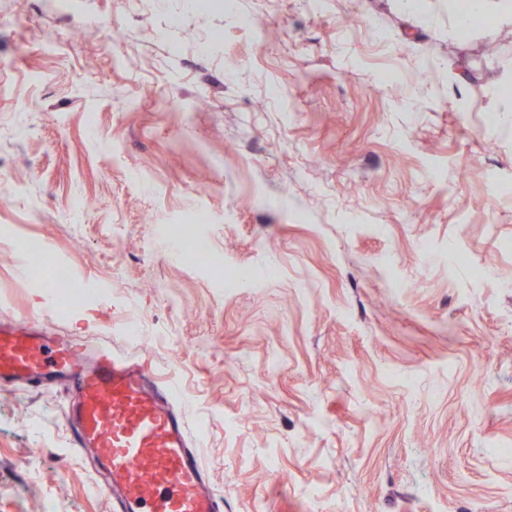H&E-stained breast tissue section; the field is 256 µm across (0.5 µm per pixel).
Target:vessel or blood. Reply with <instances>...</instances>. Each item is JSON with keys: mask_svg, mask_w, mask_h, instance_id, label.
I'll list each match as a JSON object with an SVG mask.
<instances>
[{"mask_svg": "<svg viewBox=\"0 0 512 512\" xmlns=\"http://www.w3.org/2000/svg\"><path fill=\"white\" fill-rule=\"evenodd\" d=\"M67 383L77 431L73 446L92 453L120 512H222L174 385L147 365L48 327L0 321V388Z\"/></svg>", "mask_w": 512, "mask_h": 512, "instance_id": "1", "label": "vessel or blood"}]
</instances>
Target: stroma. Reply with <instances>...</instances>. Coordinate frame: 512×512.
<instances>
[{
  "instance_id": "35a3bbf8",
  "label": "stroma",
  "mask_w": 512,
  "mask_h": 512,
  "mask_svg": "<svg viewBox=\"0 0 512 512\" xmlns=\"http://www.w3.org/2000/svg\"><path fill=\"white\" fill-rule=\"evenodd\" d=\"M236 9L0 0V317L175 376L223 512H512V20ZM199 211L224 272L277 275L228 294L156 238ZM29 242L85 311L30 287ZM70 404L0 391V512H115ZM42 263L50 267L58 313L67 315L82 309L87 302V292L78 284L71 269L51 257L44 256Z\"/></svg>"
}]
</instances>
